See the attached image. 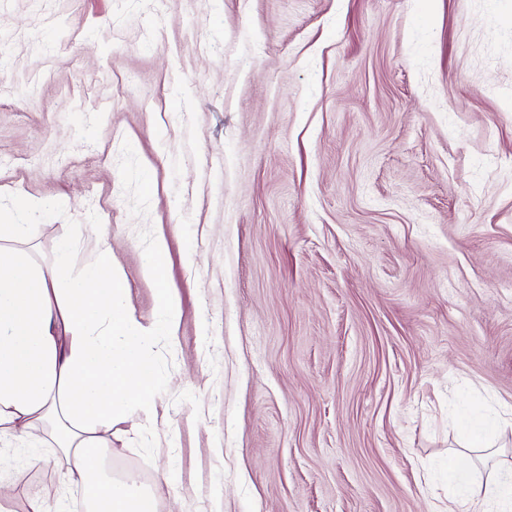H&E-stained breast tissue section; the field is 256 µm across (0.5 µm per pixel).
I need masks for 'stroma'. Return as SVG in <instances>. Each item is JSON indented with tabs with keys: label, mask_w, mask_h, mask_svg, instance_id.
Returning a JSON list of instances; mask_svg holds the SVG:
<instances>
[{
	"label": "stroma",
	"mask_w": 512,
	"mask_h": 512,
	"mask_svg": "<svg viewBox=\"0 0 512 512\" xmlns=\"http://www.w3.org/2000/svg\"><path fill=\"white\" fill-rule=\"evenodd\" d=\"M16 222L107 234L148 327L165 243L155 417L101 453L157 512H428L512 410V0H0ZM165 254L164 242H156L146 263L147 272L157 287L156 299L161 310V321L158 326L160 330L173 327L181 318L179 303L166 286Z\"/></svg>",
	"instance_id": "1"
}]
</instances>
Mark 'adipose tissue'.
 Returning <instances> with one entry per match:
<instances>
[{"mask_svg": "<svg viewBox=\"0 0 512 512\" xmlns=\"http://www.w3.org/2000/svg\"><path fill=\"white\" fill-rule=\"evenodd\" d=\"M30 224H0V445L53 442L72 480L91 489V512H156L153 493L134 476L100 474V431L149 418L159 378L150 358L154 330L125 301L112 244L97 237L79 278L67 275L73 247L59 240L51 266L34 254ZM165 244L156 242L147 271L156 285L160 329L181 309L166 286ZM455 490L429 512H512V478L454 472Z\"/></svg>", "mask_w": 512, "mask_h": 512, "instance_id": "obj_1", "label": "adipose tissue"}]
</instances>
